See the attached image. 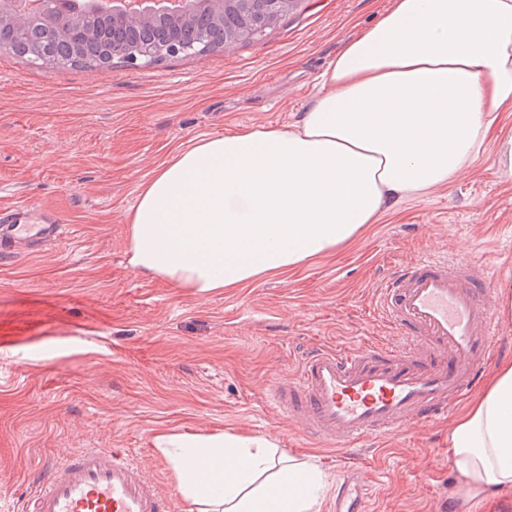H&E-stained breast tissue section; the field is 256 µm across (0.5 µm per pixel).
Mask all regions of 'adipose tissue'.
<instances>
[{"label":"adipose tissue","instance_id":"adipose-tissue-1","mask_svg":"<svg viewBox=\"0 0 512 512\" xmlns=\"http://www.w3.org/2000/svg\"><path fill=\"white\" fill-rule=\"evenodd\" d=\"M512 0H393L286 126L194 140L128 216L136 270L209 294L334 252L401 200L452 186L493 147L512 177ZM188 512H321L318 468L265 438L159 433ZM464 512L512 491V361L448 427Z\"/></svg>","mask_w":512,"mask_h":512}]
</instances>
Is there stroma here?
<instances>
[{
	"instance_id": "35a3bbf8",
	"label": "stroma",
	"mask_w": 512,
	"mask_h": 512,
	"mask_svg": "<svg viewBox=\"0 0 512 512\" xmlns=\"http://www.w3.org/2000/svg\"><path fill=\"white\" fill-rule=\"evenodd\" d=\"M390 0H302L231 53L129 66L29 64L0 52V208L54 206L59 242L0 259V512H20L48 467L121 448L173 486L160 432L256 435L369 477L372 512H462L450 417L347 453L304 439L268 388L313 347L386 339L371 297L398 267L472 257L512 288V179L483 157L454 185L408 199L336 252L203 296L128 262L127 215L178 150L227 129L295 122L342 45Z\"/></svg>"
}]
</instances>
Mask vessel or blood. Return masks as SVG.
<instances>
[{"instance_id": "b4317fda", "label": "vessel or blood", "mask_w": 512, "mask_h": 512, "mask_svg": "<svg viewBox=\"0 0 512 512\" xmlns=\"http://www.w3.org/2000/svg\"><path fill=\"white\" fill-rule=\"evenodd\" d=\"M44 208L0 210V253L52 244L63 224L41 221ZM494 275L471 259L424 257L376 288L377 313L395 345L317 347L269 390L274 405L300 420L327 447L382 440L407 423L447 413L484 372L501 341L492 307ZM363 477L343 467L331 512H369ZM172 491L147 480L138 464L109 448H87L56 461L25 512H175Z\"/></svg>"}]
</instances>
